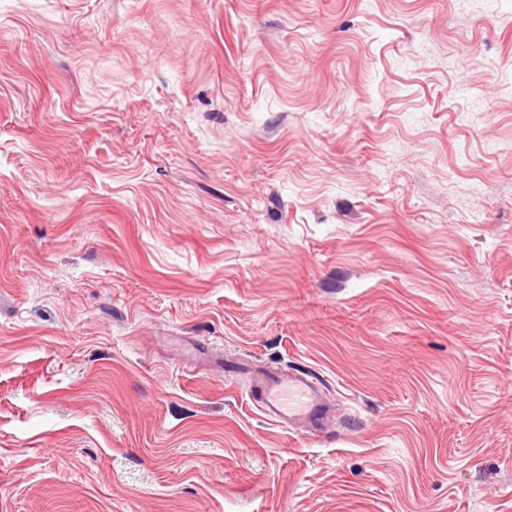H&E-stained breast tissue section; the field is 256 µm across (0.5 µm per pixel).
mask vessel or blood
I'll list each match as a JSON object with an SVG mask.
<instances>
[{"mask_svg": "<svg viewBox=\"0 0 512 512\" xmlns=\"http://www.w3.org/2000/svg\"><path fill=\"white\" fill-rule=\"evenodd\" d=\"M251 394L264 417L272 423L303 433H325L332 428L335 402L317 378L285 367L254 372Z\"/></svg>", "mask_w": 512, "mask_h": 512, "instance_id": "obj_1", "label": "vessel or blood"}]
</instances>
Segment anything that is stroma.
I'll return each instance as SVG.
<instances>
[{"label":"stroma","mask_w":512,"mask_h":512,"mask_svg":"<svg viewBox=\"0 0 512 512\" xmlns=\"http://www.w3.org/2000/svg\"><path fill=\"white\" fill-rule=\"evenodd\" d=\"M0 512H512V0H0ZM251 394L259 411L272 423L302 433L330 432L335 402L317 378L288 367L254 372Z\"/></svg>","instance_id":"1"}]
</instances>
